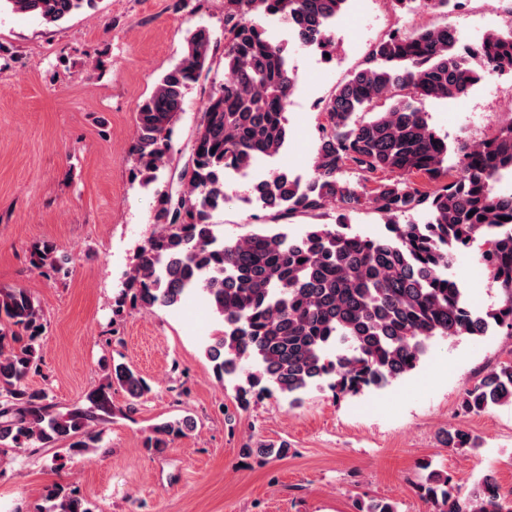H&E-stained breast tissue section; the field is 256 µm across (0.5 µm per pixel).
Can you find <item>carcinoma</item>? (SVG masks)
Listing matches in <instances>:
<instances>
[{"label": "carcinoma", "instance_id": "1", "mask_svg": "<svg viewBox=\"0 0 512 512\" xmlns=\"http://www.w3.org/2000/svg\"><path fill=\"white\" fill-rule=\"evenodd\" d=\"M12 11L58 23L98 0H0ZM347 0H225L223 79L212 88L179 173L182 189L156 190L154 231L127 273L118 303L151 312L172 307L194 291L205 297L224 330L207 349L224 381L253 364L238 386L241 403L273 387L288 395L323 381L339 395L382 387L416 369L435 338L512 336V194L495 185L512 172V121L495 135L448 145L419 104L465 96L488 74L512 68V22L472 45L444 25L396 31L376 43L362 66L339 84L322 110L318 147L306 182L275 173L250 187L270 223L247 236L220 241L215 213L227 198L224 174L274 157L288 141L284 112L295 85L287 48L272 41L265 22L288 25L298 43L330 52V24ZM400 9L448 13L459 0H395ZM211 35L189 33L174 67L139 105L130 155L147 183L167 163L169 135L186 91L212 69ZM454 163H449V156ZM361 177L353 181L346 170ZM384 178L372 189L367 183ZM397 178H392V175ZM425 176L434 189L417 187ZM373 203L386 232L368 238L349 225L311 224L298 238L275 228L302 215ZM429 219L417 223L413 216ZM479 261L502 294L485 311L468 304L466 288L449 273L455 255L477 237ZM67 259L41 242L30 264L48 277L65 273ZM40 305L23 288L0 289V454L55 447L71 456L98 447L99 427L113 415L112 386L133 399L151 392L129 366L112 367L107 382L84 403L64 411L27 385L39 371ZM512 405V359L500 362L465 390L461 409L480 413ZM185 416L156 425L147 449L162 452L186 435ZM450 449H473L462 427L448 430ZM419 493L434 512H512V498L491 470L471 490L423 465ZM49 512H95L67 484L46 490ZM358 512H398L388 500L360 503Z\"/></svg>", "mask_w": 512, "mask_h": 512}]
</instances>
